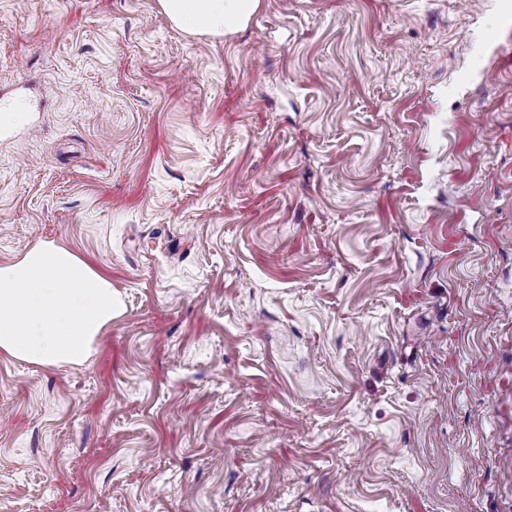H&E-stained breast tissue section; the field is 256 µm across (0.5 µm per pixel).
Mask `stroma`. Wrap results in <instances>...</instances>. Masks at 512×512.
<instances>
[{"label": "stroma", "mask_w": 512, "mask_h": 512, "mask_svg": "<svg viewBox=\"0 0 512 512\" xmlns=\"http://www.w3.org/2000/svg\"><path fill=\"white\" fill-rule=\"evenodd\" d=\"M0 263L112 281L0 354V512H512V0H0ZM260 0H159L178 27L192 34L226 35L246 26ZM119 305L111 280L40 242L0 264V352L39 366L81 365Z\"/></svg>", "instance_id": "obj_1"}]
</instances>
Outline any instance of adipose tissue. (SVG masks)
I'll return each instance as SVG.
<instances>
[{"label": "adipose tissue", "instance_id": "obj_1", "mask_svg": "<svg viewBox=\"0 0 512 512\" xmlns=\"http://www.w3.org/2000/svg\"><path fill=\"white\" fill-rule=\"evenodd\" d=\"M178 27L226 35L259 0H159ZM111 280L70 250L41 242L0 264V352L39 366L83 364L119 309Z\"/></svg>", "mask_w": 512, "mask_h": 512}]
</instances>
